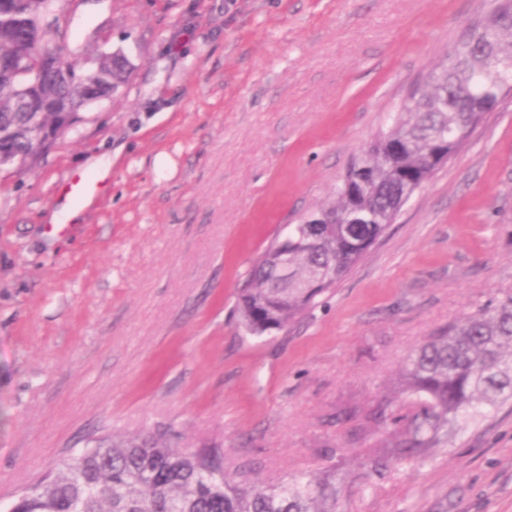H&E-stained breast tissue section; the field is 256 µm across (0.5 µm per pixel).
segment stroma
<instances>
[{"mask_svg":"<svg viewBox=\"0 0 512 512\" xmlns=\"http://www.w3.org/2000/svg\"><path fill=\"white\" fill-rule=\"evenodd\" d=\"M495 0H58L57 46L123 53L117 95L0 170V512L95 437L169 429L232 474L354 471L351 410L425 336L512 290V97L289 333L233 314L252 261L326 201ZM111 154L100 195L67 194ZM79 208L68 221L64 205ZM512 512V407L342 512Z\"/></svg>","mask_w":512,"mask_h":512,"instance_id":"stroma-1","label":"stroma"}]
</instances>
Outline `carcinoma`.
I'll return each mask as SVG.
<instances>
[{"label": "carcinoma", "instance_id": "cac0c4a2", "mask_svg": "<svg viewBox=\"0 0 512 512\" xmlns=\"http://www.w3.org/2000/svg\"><path fill=\"white\" fill-rule=\"evenodd\" d=\"M45 0L0 2V69L30 74L29 96L48 128L67 113L116 93L129 65L109 55L91 64L64 57L59 82L41 72L38 58L15 55L1 63L19 34L45 51L53 20ZM490 24L464 25L441 64L388 117L329 199L308 211L336 223L288 225V283L278 281L272 257L278 236L252 265L238 289L242 330L261 336L299 322L394 223L412 195L464 146L483 115L512 92V0H498ZM15 79H0V142L24 165L40 153L31 141L30 113L18 108ZM367 209L369 224L344 221ZM512 403V292H503L465 318L437 329L412 353L399 381L376 405L355 415L368 445L359 466L370 482L406 462H419L448 447V432L464 429ZM329 464L313 475H292L268 485L224 475V448L208 444L175 448L161 434L108 440L62 462L59 472L32 485L11 512H340L337 484L344 476Z\"/></svg>", "mask_w": 512, "mask_h": 512}]
</instances>
